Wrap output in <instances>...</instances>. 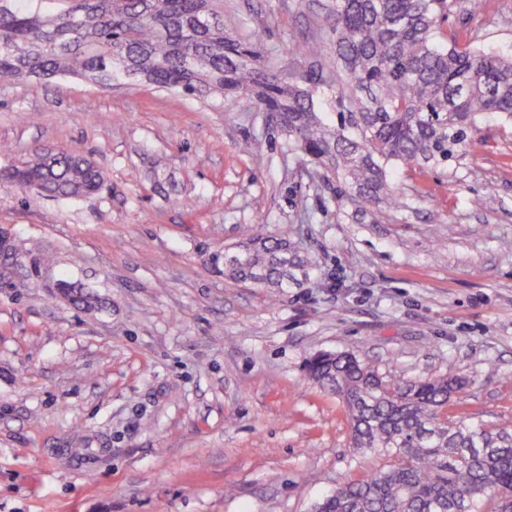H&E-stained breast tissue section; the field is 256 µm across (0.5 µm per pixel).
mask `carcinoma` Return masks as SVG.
<instances>
[{"label": "carcinoma", "mask_w": 512, "mask_h": 512, "mask_svg": "<svg viewBox=\"0 0 512 512\" xmlns=\"http://www.w3.org/2000/svg\"><path fill=\"white\" fill-rule=\"evenodd\" d=\"M477 8L478 0H328L329 48L292 47L308 67L283 77L226 35L224 0H0V81L81 77L110 86L134 76L203 99L231 94L245 111L271 113L338 200L397 208L391 168L445 165L473 146L485 117L512 121V57L447 26L453 10ZM327 109L338 125L324 122ZM0 180L21 189L38 181L64 199L103 184L74 152L36 153ZM303 266L290 242L261 233L224 253L225 276L275 288ZM55 298L85 310L98 304L71 287ZM306 374L344 404L356 451L394 458L338 484L314 512H485L486 500L512 497V434L448 411L462 378L391 382L352 352L311 358Z\"/></svg>", "instance_id": "obj_1"}]
</instances>
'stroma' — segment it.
<instances>
[{"label":"stroma","mask_w":512,"mask_h":512,"mask_svg":"<svg viewBox=\"0 0 512 512\" xmlns=\"http://www.w3.org/2000/svg\"><path fill=\"white\" fill-rule=\"evenodd\" d=\"M322 0H224L266 67L329 40ZM512 54V0L450 14ZM87 156L103 189L61 200L0 181V226L103 300L0 292V512H311L355 456L345 408L305 363L354 352L389 377L459 375L469 418L512 430V123L437 168H395L405 204L340 203L269 113L123 79L0 84V169ZM490 195L489 209L472 205ZM309 259L287 287L224 275L251 226ZM61 284L67 287L59 292H55L54 296L62 304L70 305L79 309L91 310L97 307L98 298L89 293L71 288L67 282L61 281Z\"/></svg>","instance_id":"stroma-1"}]
</instances>
